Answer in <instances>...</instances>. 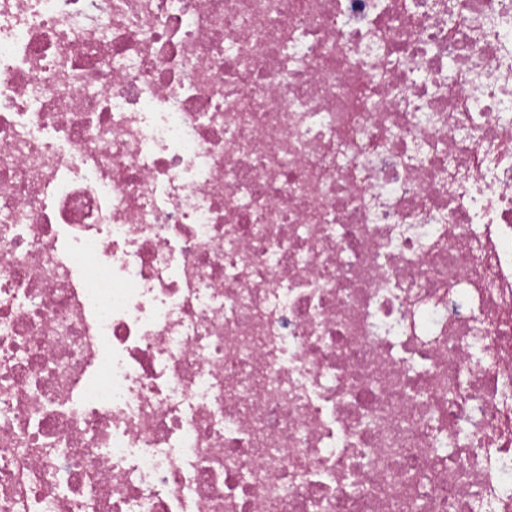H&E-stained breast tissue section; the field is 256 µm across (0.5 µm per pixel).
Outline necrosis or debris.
<instances>
[{
  "label": "necrosis or debris",
  "instance_id": "4bbe7bcc",
  "mask_svg": "<svg viewBox=\"0 0 512 512\" xmlns=\"http://www.w3.org/2000/svg\"><path fill=\"white\" fill-rule=\"evenodd\" d=\"M509 473L512 0H0V512Z\"/></svg>",
  "mask_w": 512,
  "mask_h": 512
}]
</instances>
